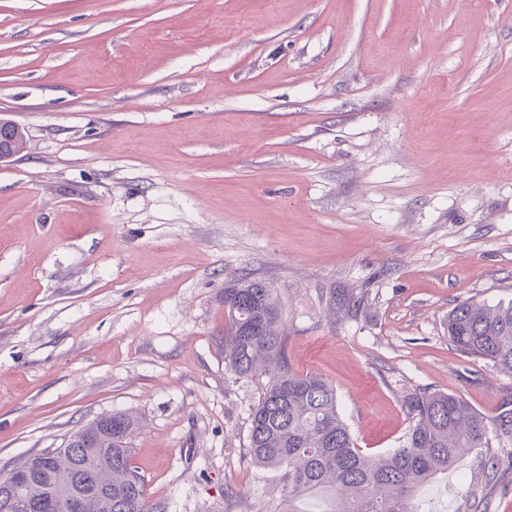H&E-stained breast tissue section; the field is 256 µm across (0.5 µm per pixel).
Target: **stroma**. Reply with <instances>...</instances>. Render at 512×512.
Masks as SVG:
<instances>
[{"label":"stroma","mask_w":512,"mask_h":512,"mask_svg":"<svg viewBox=\"0 0 512 512\" xmlns=\"http://www.w3.org/2000/svg\"><path fill=\"white\" fill-rule=\"evenodd\" d=\"M0 118L27 139L0 162V469L120 411L151 502L277 512L260 382L224 363L240 280L364 453L401 446L407 394L512 392L446 331L512 302V0H0Z\"/></svg>","instance_id":"obj_1"}]
</instances>
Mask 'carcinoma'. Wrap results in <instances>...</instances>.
<instances>
[{
    "label": "carcinoma",
    "instance_id": "cac0c4a2",
    "mask_svg": "<svg viewBox=\"0 0 512 512\" xmlns=\"http://www.w3.org/2000/svg\"><path fill=\"white\" fill-rule=\"evenodd\" d=\"M224 310L231 335L225 364L240 377L266 378L249 414L248 452L255 464L281 472L285 495L279 512H304L301 504L310 499L325 501L324 512H424L418 490L471 451L484 457L486 484L512 470L511 393L490 421L458 395L410 393L403 404L411 425L402 446L369 458L355 446L337 410L332 383L289 364L286 336L238 335L244 319H281L271 289L258 281L238 282L224 289ZM448 341L463 357L512 372V302L457 305L448 313ZM136 425L125 412L88 423L90 437L69 439L67 457L42 467L27 494L35 497L43 486L67 489L70 466L82 461L99 483L112 486L104 496L90 498L87 512H166L163 504L150 502L144 479L132 466L128 440ZM465 512H490L481 490L469 491Z\"/></svg>",
    "mask_w": 512,
    "mask_h": 512
}]
</instances>
